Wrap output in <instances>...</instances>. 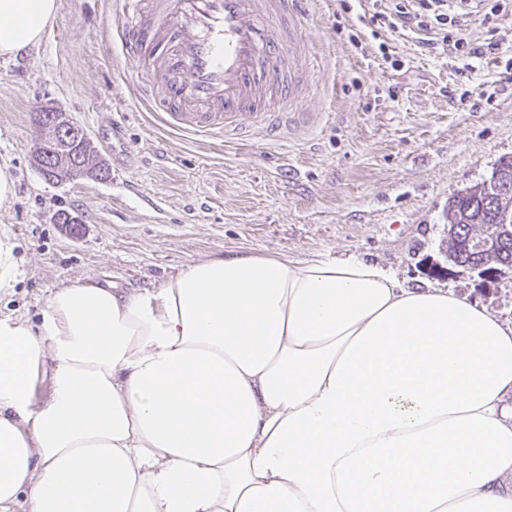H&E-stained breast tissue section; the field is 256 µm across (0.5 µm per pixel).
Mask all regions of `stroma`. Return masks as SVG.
Here are the masks:
<instances>
[{
  "label": "stroma",
  "mask_w": 512,
  "mask_h": 512,
  "mask_svg": "<svg viewBox=\"0 0 512 512\" xmlns=\"http://www.w3.org/2000/svg\"><path fill=\"white\" fill-rule=\"evenodd\" d=\"M111 0H57L40 43L0 59V167L14 196L0 206V234L15 244L20 276L0 293V315L38 322L66 284L136 291L186 264L237 253L356 257L410 288L450 286L512 320V270L481 277L451 264L443 211L451 194L512 156V11L469 21V47L498 44L477 73L430 52L416 35L348 27L362 0H310L305 36L317 72L299 97L323 118L279 143L219 141L176 133L136 97L119 42L97 30ZM404 60L392 68L379 42ZM53 107L89 134L110 178L46 182L32 162L41 136L32 118ZM125 128V165L101 127ZM80 216L79 234L54 215Z\"/></svg>",
  "instance_id": "obj_1"
}]
</instances>
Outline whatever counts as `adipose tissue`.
<instances>
[{"label": "adipose tissue", "instance_id": "1", "mask_svg": "<svg viewBox=\"0 0 512 512\" xmlns=\"http://www.w3.org/2000/svg\"><path fill=\"white\" fill-rule=\"evenodd\" d=\"M56 0H0V57ZM512 321L356 258L219 256L0 316V512H512Z\"/></svg>", "mask_w": 512, "mask_h": 512}]
</instances>
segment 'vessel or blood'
<instances>
[{
	"label": "vessel or blood",
	"instance_id": "obj_1",
	"mask_svg": "<svg viewBox=\"0 0 512 512\" xmlns=\"http://www.w3.org/2000/svg\"><path fill=\"white\" fill-rule=\"evenodd\" d=\"M299 0H115L137 97L172 131L278 141L311 126L294 106L312 60Z\"/></svg>",
	"mask_w": 512,
	"mask_h": 512
}]
</instances>
